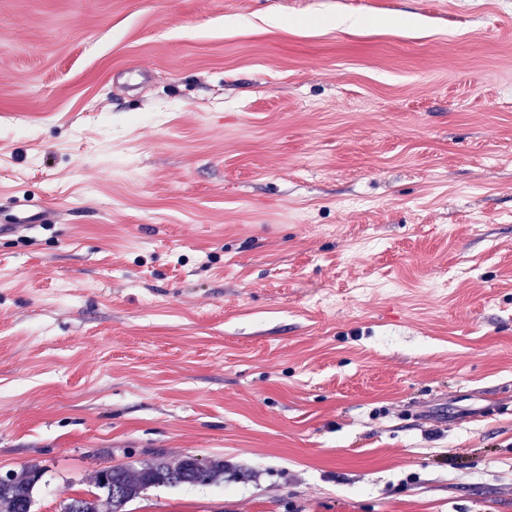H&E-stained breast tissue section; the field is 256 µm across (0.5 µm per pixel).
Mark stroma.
<instances>
[{"instance_id": "stroma-1", "label": "stroma", "mask_w": 512, "mask_h": 512, "mask_svg": "<svg viewBox=\"0 0 512 512\" xmlns=\"http://www.w3.org/2000/svg\"><path fill=\"white\" fill-rule=\"evenodd\" d=\"M186 455L125 512H512V0H0V474Z\"/></svg>"}]
</instances>
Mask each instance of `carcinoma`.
<instances>
[{"label": "carcinoma", "mask_w": 512, "mask_h": 512, "mask_svg": "<svg viewBox=\"0 0 512 512\" xmlns=\"http://www.w3.org/2000/svg\"><path fill=\"white\" fill-rule=\"evenodd\" d=\"M45 469L29 464L0 482V509L3 512H32L34 491ZM224 482V460L214 458L197 465L190 456L176 460L155 459L138 467L113 466L100 469L93 476L96 492L85 497L62 501L61 512H101L103 505L112 512H124L123 507L153 486H210Z\"/></svg>", "instance_id": "carcinoma-1"}]
</instances>
